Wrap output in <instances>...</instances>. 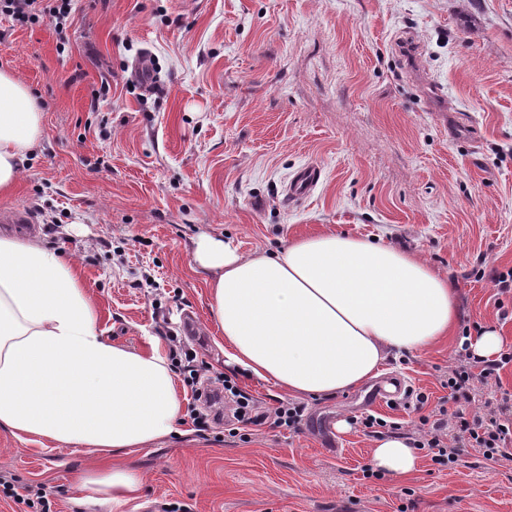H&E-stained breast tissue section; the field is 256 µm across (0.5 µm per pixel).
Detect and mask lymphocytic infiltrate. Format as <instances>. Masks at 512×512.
I'll return each instance as SVG.
<instances>
[{
	"label": "lymphocytic infiltrate",
	"instance_id": "obj_1",
	"mask_svg": "<svg viewBox=\"0 0 512 512\" xmlns=\"http://www.w3.org/2000/svg\"><path fill=\"white\" fill-rule=\"evenodd\" d=\"M74 0H0V13L27 23L48 18L55 26L66 24ZM168 357L174 368L185 377L199 408L193 409L192 420L198 431L212 430L221 424L223 416L214 406L222 397L235 403L234 418L240 426L270 425L293 433L303 427L304 407L295 402H282L264 410L258 400L241 389L228 376L204 377L194 366L196 352L188 348L183 339L168 336ZM512 364V350L498 358L476 357L468 345H461L456 353V363L448 371L445 383L450 398L459 403L469 402L476 386L495 388L498 398L493 407L483 414L469 418L462 410L439 409L436 418H423L417 429L413 445L418 449L434 451L437 461L455 463L461 449L479 448L485 459L512 462V390L504 388L500 372Z\"/></svg>",
	"mask_w": 512,
	"mask_h": 512
}]
</instances>
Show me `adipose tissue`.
Instances as JSON below:
<instances>
[{
  "label": "adipose tissue",
  "instance_id": "obj_1",
  "mask_svg": "<svg viewBox=\"0 0 512 512\" xmlns=\"http://www.w3.org/2000/svg\"><path fill=\"white\" fill-rule=\"evenodd\" d=\"M42 112L0 69V192L40 138ZM211 317L224 357L289 394L320 398L377 378L391 357L432 346L458 315L451 281L383 241L320 231L245 255L208 236ZM182 401L158 350L108 340L77 265L39 240L0 236V427L22 441L78 444L108 457L175 432ZM405 440L376 441L372 468L415 470Z\"/></svg>",
  "mask_w": 512,
  "mask_h": 512
}]
</instances>
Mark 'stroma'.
<instances>
[{"instance_id":"obj_1","label":"stroma","mask_w":512,"mask_h":512,"mask_svg":"<svg viewBox=\"0 0 512 512\" xmlns=\"http://www.w3.org/2000/svg\"><path fill=\"white\" fill-rule=\"evenodd\" d=\"M158 82L132 85L141 58ZM0 68L26 84L42 135L0 212L4 225L71 257L112 341L140 350L159 325L193 312L197 363L233 376L262 406L287 392L224 362L210 318L201 236L245 254L319 230L382 239L426 260L456 286L458 324L495 326L512 348L478 261L512 268V0H81L63 34L48 20L0 13ZM322 170L307 199L284 188L306 164ZM152 287H139L142 273ZM458 335L388 360L428 401L373 403L370 385L306 400L292 433L266 426L208 433L190 417L176 434L112 454L138 474L121 504L80 487L98 453L22 442L0 428V475L43 485L54 512H512V463L466 448L456 463L418 450L396 482L370 474L374 440L351 427L371 414L414 430L453 408L442 382Z\"/></svg>"}]
</instances>
